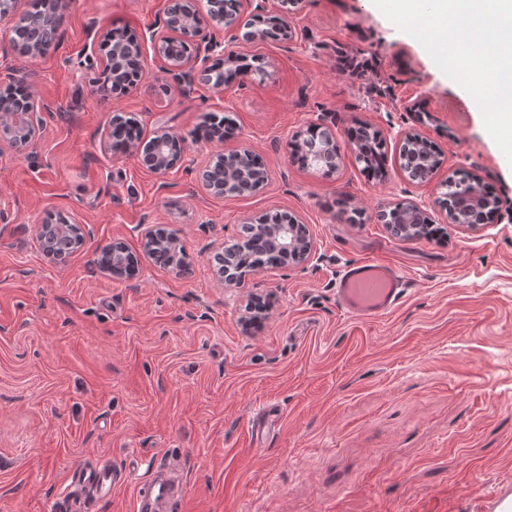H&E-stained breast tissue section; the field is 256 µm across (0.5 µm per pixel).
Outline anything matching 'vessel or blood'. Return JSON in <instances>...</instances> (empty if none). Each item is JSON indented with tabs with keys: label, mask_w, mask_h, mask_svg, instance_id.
<instances>
[{
	"label": "vessel or blood",
	"mask_w": 512,
	"mask_h": 512,
	"mask_svg": "<svg viewBox=\"0 0 512 512\" xmlns=\"http://www.w3.org/2000/svg\"><path fill=\"white\" fill-rule=\"evenodd\" d=\"M404 282L391 267L377 262L346 266L336 294L342 310L356 317L388 313L397 303ZM128 479L125 471L101 461L75 471L60 492L56 512H86L90 501L111 498ZM185 484L182 466L172 461L151 472L139 489L140 512H182Z\"/></svg>",
	"instance_id": "1"
}]
</instances>
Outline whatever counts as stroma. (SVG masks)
<instances>
[{
    "label": "stroma",
    "mask_w": 512,
    "mask_h": 512,
    "mask_svg": "<svg viewBox=\"0 0 512 512\" xmlns=\"http://www.w3.org/2000/svg\"><path fill=\"white\" fill-rule=\"evenodd\" d=\"M167 3L68 0L59 42L35 58L0 18V89L23 86L43 106L27 153L0 144V512H47L95 460L132 475L91 512H137L148 464L173 460L183 512H491L496 494L512 496V163L473 97L373 0H271L290 26L274 39L204 19L203 35L237 55L232 79L185 93L155 48ZM115 30L135 36L143 68L118 96L100 90ZM342 52L367 70H340ZM116 112L143 139L181 137L182 164L160 176L113 152ZM209 112L233 133L200 134ZM358 124L385 141L381 174L355 160ZM314 125L341 154L328 175L291 158ZM408 130L441 154L423 182L400 168ZM243 149L264 162L259 190L213 196L197 183L214 152ZM462 171L500 199L474 229L439 204ZM398 202L421 206L440 235L394 238L377 215ZM270 211L307 226L311 259L219 281L213 244ZM50 213L91 231L63 261L36 241ZM153 224L176 231L191 275L147 258L131 278L95 270L97 249L118 238L141 252ZM363 260L405 280L378 318L337 301L343 268Z\"/></svg>",
    "instance_id": "stroma-1"
}]
</instances>
